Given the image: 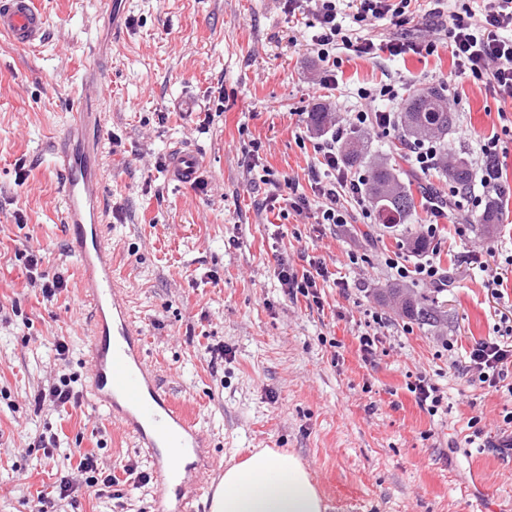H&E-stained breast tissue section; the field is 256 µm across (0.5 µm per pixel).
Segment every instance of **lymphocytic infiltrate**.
I'll return each mask as SVG.
<instances>
[{"instance_id":"1","label":"lymphocytic infiltrate","mask_w":512,"mask_h":512,"mask_svg":"<svg viewBox=\"0 0 512 512\" xmlns=\"http://www.w3.org/2000/svg\"><path fill=\"white\" fill-rule=\"evenodd\" d=\"M337 0H287L289 12H307L316 20L317 32L312 37V48L318 58L327 61L334 57L339 47H352L362 55L378 51L371 40L353 43L337 22ZM429 23L435 32L445 33L449 39L452 56L459 74L484 82L489 91L501 98L512 99V0H485L478 19L449 13L448 0H429ZM359 99L368 101V108L351 113L348 120L322 134L315 143L318 164L309 172L312 195L294 193L283 195L280 183L272 182L269 175H261L263 184L270 191L266 204L283 203L295 211L313 207L321 224H343L348 217L347 208L341 203V194H348L356 204L362 205L364 218H371L370 209L363 206V175L352 172L345 165L339 146L349 133L372 125L390 132L399 123L398 113L375 108V101L392 102L401 95L396 82L383 83L373 88H359ZM388 267L402 280L429 284L438 288L448 285V272L434 260L412 265L402 256L388 258ZM328 270L322 262L310 260L309 268L297 271L287 259H279L277 279L284 292L292 297L303 296L320 303L318 281L327 277ZM463 369L472 383L483 388L507 390L512 395V316L501 315L495 337L482 339L468 352Z\"/></svg>"}]
</instances>
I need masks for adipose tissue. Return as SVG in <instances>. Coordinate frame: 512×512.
<instances>
[{"label":"adipose tissue","mask_w":512,"mask_h":512,"mask_svg":"<svg viewBox=\"0 0 512 512\" xmlns=\"http://www.w3.org/2000/svg\"><path fill=\"white\" fill-rule=\"evenodd\" d=\"M224 492L211 512H327L308 471L293 454L270 448L224 471Z\"/></svg>","instance_id":"1"}]
</instances>
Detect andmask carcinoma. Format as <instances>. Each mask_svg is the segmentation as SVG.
I'll return each instance as SVG.
<instances>
[{
	"instance_id": "carcinoma-1",
	"label": "carcinoma",
	"mask_w": 512,
	"mask_h": 512,
	"mask_svg": "<svg viewBox=\"0 0 512 512\" xmlns=\"http://www.w3.org/2000/svg\"><path fill=\"white\" fill-rule=\"evenodd\" d=\"M402 131L397 140L404 143L406 138L425 133L431 137L444 138L454 125V115L444 106L441 89L428 87L411 95L401 116ZM343 161L349 167L359 166L368 159V144L360 134L348 137L341 145ZM448 178L457 188L470 186L473 174L466 159H460L448 170ZM365 194L373 203L378 223L387 227L403 224L416 215L413 180H402L394 165L381 158L370 162V174L364 186ZM501 212L496 198H490L482 212L476 216V223L486 232H491L499 223ZM385 301L393 302L400 312L423 324L436 323L440 314L436 302L418 295L409 288L393 285L381 292Z\"/></svg>"
}]
</instances>
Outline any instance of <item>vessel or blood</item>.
Segmentation results:
<instances>
[{
    "instance_id": "vessel-or-blood-1",
    "label": "vessel or blood",
    "mask_w": 512,
    "mask_h": 512,
    "mask_svg": "<svg viewBox=\"0 0 512 512\" xmlns=\"http://www.w3.org/2000/svg\"><path fill=\"white\" fill-rule=\"evenodd\" d=\"M46 34V18L36 0H0V36L10 44L30 46ZM62 143V222L75 242L83 273L82 299L93 316L88 348L92 400L150 459L155 512H191L194 499L214 496L217 490L200 480L211 465L210 445L197 420L173 401L145 361L141 330L112 272L101 175L91 169L71 136H64ZM168 168L171 180L190 185L199 178L202 162L193 148L177 147L169 155Z\"/></svg>"
}]
</instances>
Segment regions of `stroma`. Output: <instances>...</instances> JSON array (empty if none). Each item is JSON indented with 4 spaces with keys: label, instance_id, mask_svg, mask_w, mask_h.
I'll return each instance as SVG.
<instances>
[{
    "label": "stroma",
    "instance_id": "35a3bbf8",
    "mask_svg": "<svg viewBox=\"0 0 512 512\" xmlns=\"http://www.w3.org/2000/svg\"><path fill=\"white\" fill-rule=\"evenodd\" d=\"M38 0L48 20L44 41L19 47L0 37V512H37L40 495L92 453L112 486L79 487L58 512H154L151 464L131 436L96 409L88 391L92 319L81 299L79 263L61 222L63 197L54 143L67 131L70 105L100 63L97 110L102 139H89L104 176L112 268L141 328L146 358L161 383L208 435L214 459L203 481L252 449L295 454L308 468L328 512H512V459L467 448L468 423L499 438L512 397L469 381L461 365L475 342L491 337L500 307L487 272L512 254V100L457 75L446 41L433 54L360 55L338 49L337 65L311 49L308 17L285 0ZM401 25H360L355 4L342 11L352 41L386 43L399 32L428 38L424 6L412 4ZM336 84L324 88L325 76ZM394 80L403 99L442 88L455 116L449 157L479 169V144L499 136L503 216L492 233L453 213L429 242L451 284H417L445 315L435 327L408 321L380 298L394 277L388 256L408 262V246L431 215L419 210L391 228L365 223L349 204V223L319 224L315 209L281 214L267 208V187L252 183L245 152L275 180L310 193L318 133L310 117L361 109L356 92ZM197 96L209 111L178 112L173 101ZM191 145L206 190L178 186L163 166L171 150ZM42 250L48 278L65 288L43 298L28 282L21 251ZM471 251L485 268L463 263ZM357 253L350 263L349 253ZM287 257L295 269L321 259L348 290L322 284V305L286 295L276 275ZM389 320L373 363L361 360L357 336L371 311ZM65 337V366L53 342ZM454 338L446 352L442 342ZM342 356L333 360L332 342ZM224 357L211 362L209 349ZM74 377L77 405L35 409L37 390L59 373ZM448 392V413L430 416L407 389L417 375ZM54 435L43 447L39 435Z\"/></svg>",
    "mask_w": 512,
    "mask_h": 512
}]
</instances>
